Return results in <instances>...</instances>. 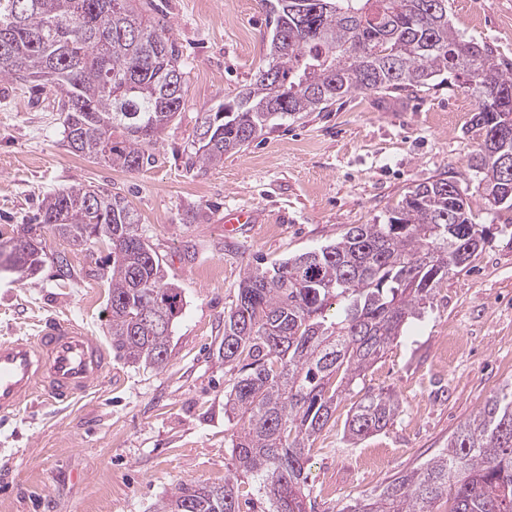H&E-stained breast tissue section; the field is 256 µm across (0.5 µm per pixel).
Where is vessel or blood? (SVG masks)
<instances>
[{"instance_id":"vessel-or-blood-1","label":"vessel or blood","mask_w":512,"mask_h":512,"mask_svg":"<svg viewBox=\"0 0 512 512\" xmlns=\"http://www.w3.org/2000/svg\"><path fill=\"white\" fill-rule=\"evenodd\" d=\"M109 363L106 347L71 320L49 317L35 335L1 338L0 416L38 393L72 402L102 384Z\"/></svg>"}]
</instances>
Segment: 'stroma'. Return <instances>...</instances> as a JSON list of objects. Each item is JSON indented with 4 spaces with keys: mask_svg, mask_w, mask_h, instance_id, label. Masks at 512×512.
Here are the masks:
<instances>
[{
    "mask_svg": "<svg viewBox=\"0 0 512 512\" xmlns=\"http://www.w3.org/2000/svg\"><path fill=\"white\" fill-rule=\"evenodd\" d=\"M150 2L182 52L187 92L143 168L72 153L51 92L0 81V239L16 236L47 195L91 185L125 198L185 298L163 368L116 358L89 395L67 405L38 396L0 422V512H152L178 484L223 483L236 429L224 393L236 373L218 348L246 273L334 243L351 225L383 223L409 187L454 179L493 236L434 289L422 317L350 386L315 440V512H341L447 448L461 423L512 384V214L477 188L475 108L460 106L466 92L456 85L410 99L355 93L203 168L188 145L200 118L267 64L268 8L264 0ZM449 12L463 38L512 62V0H449ZM240 209L256 211L257 223L225 235V212ZM42 239L48 259L34 277L0 273V338L59 317L110 344L108 242L80 250L48 228ZM58 255L70 275H59ZM381 389L396 394L399 415L349 441V411Z\"/></svg>",
    "mask_w": 512,
    "mask_h": 512,
    "instance_id": "obj_1",
    "label": "stroma"
}]
</instances>
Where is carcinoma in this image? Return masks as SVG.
<instances>
[{"mask_svg":"<svg viewBox=\"0 0 512 512\" xmlns=\"http://www.w3.org/2000/svg\"><path fill=\"white\" fill-rule=\"evenodd\" d=\"M274 81L252 78L232 102L203 118L190 143L201 166H218L303 112H322L355 92L427 93L453 77L477 98L483 140L471 158L478 187L512 210L499 160L512 153V65L486 42L460 37L448 0H273ZM0 81L42 82L65 113L71 151L109 167L138 169L185 103L175 43L130 0H0ZM39 224L76 249L111 246L110 334L116 357L160 367L184 311L180 288L138 232L118 194L89 186L44 198ZM457 182L411 187L383 224H356L336 243L249 271L224 316L218 352L239 375L224 395L236 419L234 476L222 485L179 484L155 512H241L238 477H249L271 512H314L305 493L316 436L339 397L385 353L433 290L488 241ZM47 258L41 237L27 249L0 242V271L28 277ZM337 305L333 320L326 311ZM388 391L351 410L345 434L361 440L393 424ZM512 512V388L461 424L448 448L342 512Z\"/></svg>","mask_w":512,"mask_h":512,"instance_id":"carcinoma-1","label":"carcinoma"}]
</instances>
